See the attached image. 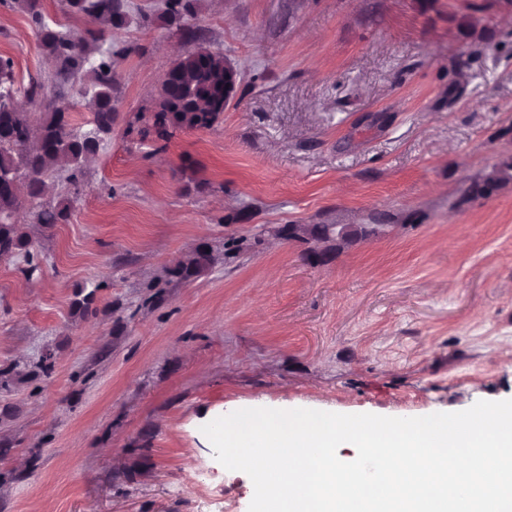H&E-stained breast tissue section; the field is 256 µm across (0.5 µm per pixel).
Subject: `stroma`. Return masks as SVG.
Segmentation results:
<instances>
[{"instance_id": "stroma-1", "label": "stroma", "mask_w": 512, "mask_h": 512, "mask_svg": "<svg viewBox=\"0 0 512 512\" xmlns=\"http://www.w3.org/2000/svg\"><path fill=\"white\" fill-rule=\"evenodd\" d=\"M129 2L86 190L68 223L24 211L38 272L0 261V372L29 366L0 390V512H248L249 476L201 443L220 413L512 399V181L460 198L512 165V0H199L237 89L163 147L128 126L191 46ZM0 56L21 84L46 69L6 6ZM378 218L391 237L339 251L277 236Z\"/></svg>"}]
</instances>
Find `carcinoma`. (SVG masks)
I'll return each instance as SVG.
<instances>
[{
  "label": "carcinoma",
  "instance_id": "cac0c4a2",
  "mask_svg": "<svg viewBox=\"0 0 512 512\" xmlns=\"http://www.w3.org/2000/svg\"><path fill=\"white\" fill-rule=\"evenodd\" d=\"M197 0H164L166 25L195 47L175 60L163 80L156 110L143 133L169 143L183 128L209 129L224 113V52L203 44L201 30L190 24ZM27 14L48 70L25 85L16 82L13 61L0 56V247L25 253L30 275L39 270L32 239L14 220L25 203L35 205L40 224H64L72 197L83 191V176L98 159L117 118L116 75L112 66V30L128 22L126 0H65L66 13L85 20L82 33L46 15L42 0H0ZM24 96L40 109L37 121L15 107ZM78 107L90 112L83 125L71 123ZM208 261L202 251L189 253L185 272Z\"/></svg>",
  "mask_w": 512,
  "mask_h": 512
}]
</instances>
